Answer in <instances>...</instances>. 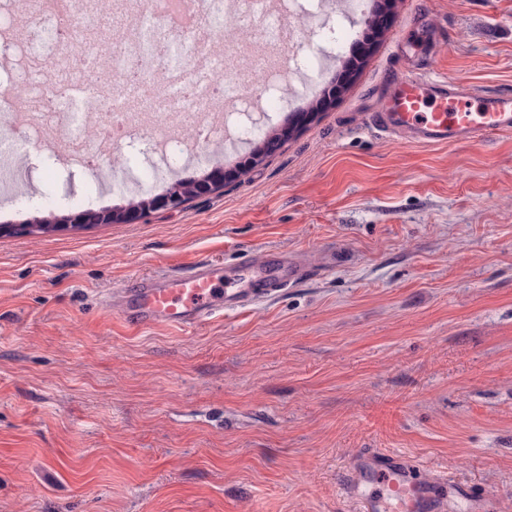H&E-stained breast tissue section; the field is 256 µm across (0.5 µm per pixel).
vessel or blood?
<instances>
[{
    "instance_id": "obj_1",
    "label": "vessel or blood",
    "mask_w": 512,
    "mask_h": 512,
    "mask_svg": "<svg viewBox=\"0 0 512 512\" xmlns=\"http://www.w3.org/2000/svg\"><path fill=\"white\" fill-rule=\"evenodd\" d=\"M377 125L412 140L455 143L512 132V93L474 95L456 83L427 77H400L390 86ZM309 274L301 263L270 260L247 277L228 276L222 260L192 263L186 270L146 276L136 287L118 292L124 321L131 329L164 324L194 328L224 311L242 308L281 294L287 285ZM346 490L360 512H442L445 496L440 479H425L407 458L377 451L359 453L348 469Z\"/></svg>"
}]
</instances>
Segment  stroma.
<instances>
[{
    "label": "stroma",
    "instance_id": "35a3bbf8",
    "mask_svg": "<svg viewBox=\"0 0 512 512\" xmlns=\"http://www.w3.org/2000/svg\"><path fill=\"white\" fill-rule=\"evenodd\" d=\"M307 29L275 47L297 100L267 113L266 86L220 105L282 127L313 84L320 0H281ZM512 90V0H397L346 91L247 175L131 224L0 235V512H356L343 490L363 449L512 512V134L410 143L371 123L392 76ZM67 118L27 140L49 214L45 155L71 161ZM76 196L125 206L108 148ZM279 253L310 270L279 297L193 329L129 330L114 292L147 274Z\"/></svg>",
    "mask_w": 512,
    "mask_h": 512
}]
</instances>
